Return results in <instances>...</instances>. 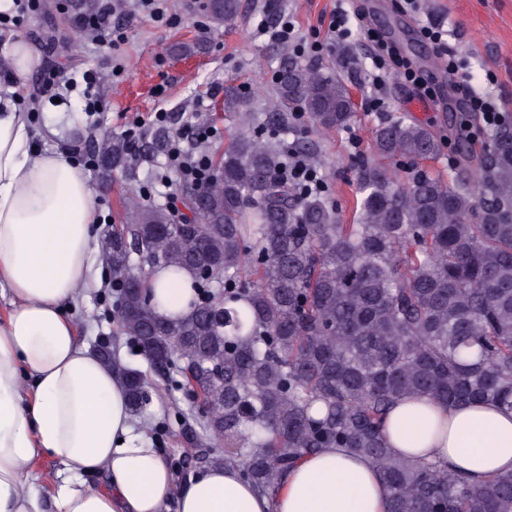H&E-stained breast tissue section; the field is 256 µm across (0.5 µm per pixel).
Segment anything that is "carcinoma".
<instances>
[{
	"label": "carcinoma",
	"instance_id": "carcinoma-1",
	"mask_svg": "<svg viewBox=\"0 0 512 512\" xmlns=\"http://www.w3.org/2000/svg\"><path fill=\"white\" fill-rule=\"evenodd\" d=\"M230 25L238 0H209ZM265 126L288 127L299 107L322 129L351 117L344 80L282 63ZM376 154L406 164L439 154L432 130L397 119L374 133ZM132 147L95 139L101 171L129 170ZM202 186L183 181L193 228L154 200L112 238L117 333L161 378L177 372L206 408L201 430L182 426L212 464L239 468L273 496L284 473L322 448L368 457L389 489L387 512H512V474L469 484L446 466L395 455L385 419L400 397L512 408V122L468 155L450 181H399L380 162L359 171V221L340 224L319 193L283 174L285 157L245 130ZM162 265L192 275L190 310L155 311L144 282ZM132 412L150 381L117 366Z\"/></svg>",
	"mask_w": 512,
	"mask_h": 512
}]
</instances>
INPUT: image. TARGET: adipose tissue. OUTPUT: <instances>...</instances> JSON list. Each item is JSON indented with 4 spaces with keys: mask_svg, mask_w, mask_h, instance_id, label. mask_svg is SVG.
Returning a JSON list of instances; mask_svg holds the SVG:
<instances>
[{
    "mask_svg": "<svg viewBox=\"0 0 512 512\" xmlns=\"http://www.w3.org/2000/svg\"><path fill=\"white\" fill-rule=\"evenodd\" d=\"M18 93L0 86V287L13 293L0 317V512H45L27 484L40 457L62 467L56 512H386L388 489L372 462L343 448L304 457L272 497L232 466L177 482L136 433L121 379L79 341L64 309L91 275L95 193L64 152L30 148L32 115ZM189 281L185 272L151 271L160 316L187 312ZM384 435L393 453L473 482L512 473V410L495 403L404 397ZM73 466L105 474L108 490L73 481Z\"/></svg>",
    "mask_w": 512,
    "mask_h": 512,
    "instance_id": "obj_1",
    "label": "adipose tissue"
}]
</instances>
